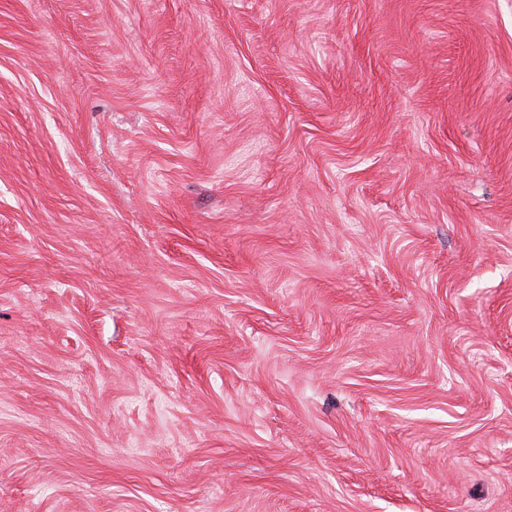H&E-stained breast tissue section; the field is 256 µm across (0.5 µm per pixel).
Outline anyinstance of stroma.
<instances>
[{"mask_svg":"<svg viewBox=\"0 0 512 512\" xmlns=\"http://www.w3.org/2000/svg\"><path fill=\"white\" fill-rule=\"evenodd\" d=\"M0 512H512V0H0Z\"/></svg>","mask_w":512,"mask_h":512,"instance_id":"obj_1","label":"stroma"}]
</instances>
